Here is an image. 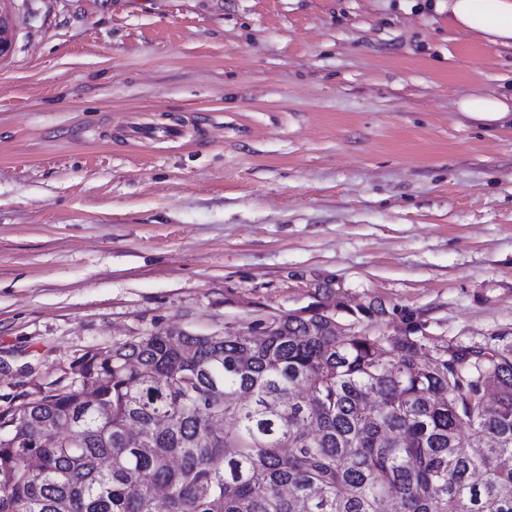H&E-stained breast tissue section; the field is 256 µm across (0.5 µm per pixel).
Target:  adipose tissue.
I'll return each mask as SVG.
<instances>
[{
	"instance_id": "1",
	"label": "adipose tissue",
	"mask_w": 512,
	"mask_h": 512,
	"mask_svg": "<svg viewBox=\"0 0 512 512\" xmlns=\"http://www.w3.org/2000/svg\"><path fill=\"white\" fill-rule=\"evenodd\" d=\"M452 29L489 43L512 47V0H438ZM457 108L469 120L491 128L512 120V102L504 96L469 95Z\"/></svg>"
}]
</instances>
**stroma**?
<instances>
[{
  "instance_id": "1",
  "label": "stroma",
  "mask_w": 512,
  "mask_h": 512,
  "mask_svg": "<svg viewBox=\"0 0 512 512\" xmlns=\"http://www.w3.org/2000/svg\"><path fill=\"white\" fill-rule=\"evenodd\" d=\"M0 410L154 324L512 336V47L425 0H0ZM176 124L177 141L134 126ZM17 21L8 12L0 11V61L11 60L16 52ZM506 96L469 95L457 102V108L469 120L490 129L512 121V105Z\"/></svg>"
}]
</instances>
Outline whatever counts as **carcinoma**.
Returning a JSON list of instances; mask_svg holds the SVG:
<instances>
[{
	"mask_svg": "<svg viewBox=\"0 0 512 512\" xmlns=\"http://www.w3.org/2000/svg\"><path fill=\"white\" fill-rule=\"evenodd\" d=\"M270 320L156 325L10 400L0 512H512V337Z\"/></svg>",
	"mask_w": 512,
	"mask_h": 512,
	"instance_id": "cac0c4a2",
	"label": "carcinoma"
}]
</instances>
